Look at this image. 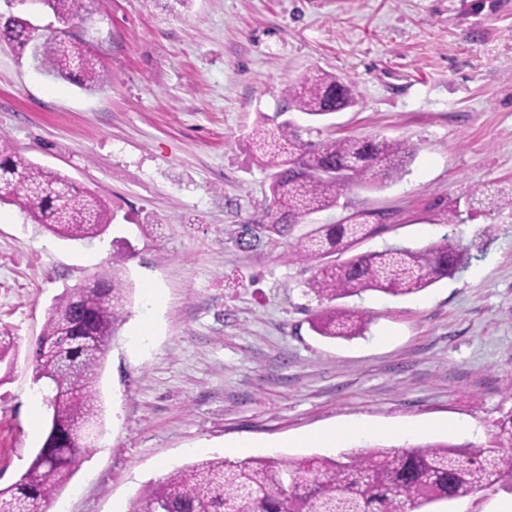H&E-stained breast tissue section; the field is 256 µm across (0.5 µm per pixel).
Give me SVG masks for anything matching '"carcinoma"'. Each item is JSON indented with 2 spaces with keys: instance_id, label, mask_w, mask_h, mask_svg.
I'll return each mask as SVG.
<instances>
[{
  "instance_id": "1",
  "label": "carcinoma",
  "mask_w": 512,
  "mask_h": 512,
  "mask_svg": "<svg viewBox=\"0 0 512 512\" xmlns=\"http://www.w3.org/2000/svg\"><path fill=\"white\" fill-rule=\"evenodd\" d=\"M40 3L61 20L84 23L102 0ZM0 42L55 78L85 90L102 91L110 85L95 54L70 33L43 35L36 43L29 20L12 14L0 18ZM286 92L289 106L315 122L356 104L353 85L324 71L303 75ZM249 147L270 171L263 215L258 224L243 227L255 245L265 232L286 236L303 217L336 206L350 186L382 189L399 180L417 152L403 139L345 137L305 143L294 121L263 113ZM49 183L66 184L68 178L0 140V188L10 192L9 204L60 239L84 241L107 230L110 220L100 199L70 186L59 207L41 193ZM473 201L488 212L512 208V197L499 194L482 193ZM375 232L353 215L317 225L294 246L293 257L317 262L308 288L320 302L330 303L312 318L318 335L349 338L367 329L365 313L332 306L338 299L366 291L393 297L416 294L454 276L472 259L470 247L444 237L423 247L391 245L340 263L332 260ZM125 262L123 254H112V262L91 280L64 289L48 308L33 352V380L48 389L50 427L18 480L0 488V512H48L51 499L69 482L85 452L69 442L70 432L86 421L103 426V407L93 383L131 293ZM511 455L512 411L480 445L436 442L398 451L350 449L335 456L202 460L149 485L132 501L130 512H430L434 505L495 484L512 486V466L505 463Z\"/></svg>"
}]
</instances>
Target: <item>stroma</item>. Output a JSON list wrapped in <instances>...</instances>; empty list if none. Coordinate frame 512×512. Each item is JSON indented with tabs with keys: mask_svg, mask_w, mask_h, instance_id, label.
<instances>
[{
	"mask_svg": "<svg viewBox=\"0 0 512 512\" xmlns=\"http://www.w3.org/2000/svg\"><path fill=\"white\" fill-rule=\"evenodd\" d=\"M73 32L107 91L55 80L0 43V139L111 218L100 237L66 242L0 205V333L15 338L13 365L0 367V487L48 431L47 410L29 413L47 310L120 243L133 293L96 384L103 435L52 512H113L228 442H250L253 457L321 455L305 436L335 424L377 427L373 443L398 447L389 427L464 421L471 432L422 440L486 441L512 411V209L470 201L512 188V0H106ZM317 69L352 81L357 102L302 121L303 140L380 135L418 152L399 181L348 189L288 237L243 248L269 184L248 136ZM445 208L454 223L441 222ZM356 212L379 227L356 252L448 236L474 258L415 295L340 299L371 322L330 339L310 328L322 309L307 288L314 265L289 252Z\"/></svg>",
	"mask_w": 512,
	"mask_h": 512,
	"instance_id": "1",
	"label": "stroma"
}]
</instances>
